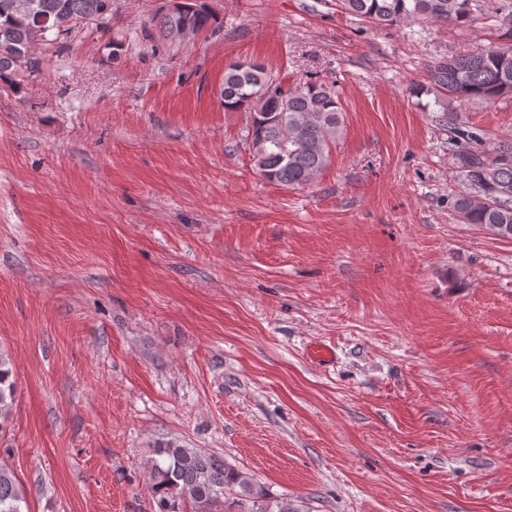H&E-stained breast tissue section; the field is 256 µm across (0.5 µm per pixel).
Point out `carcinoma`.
<instances>
[{"instance_id":"1","label":"carcinoma","mask_w":512,"mask_h":512,"mask_svg":"<svg viewBox=\"0 0 512 512\" xmlns=\"http://www.w3.org/2000/svg\"><path fill=\"white\" fill-rule=\"evenodd\" d=\"M347 13L378 26L408 20L461 23L478 0H338ZM111 30L112 0H0V80L18 72L37 73L40 44H61L81 23ZM213 16L198 0L186 12L163 10L150 19L160 39L181 42ZM435 103L459 107L490 103L512 94V46L501 45L437 61L427 71ZM224 109L250 112L247 138L254 167L271 183L297 188L312 183L331 161L343 135L344 113L334 86L312 78L290 86L257 61H234L224 69ZM450 125V151L461 189L451 208L463 224H477L512 239V143L488 145L483 135L455 123L443 110L435 117ZM8 351L0 347V431L15 397ZM156 512H300L288 498H273L252 475L201 448L166 442L147 459ZM25 496L16 476L0 465V512H23Z\"/></svg>"}]
</instances>
